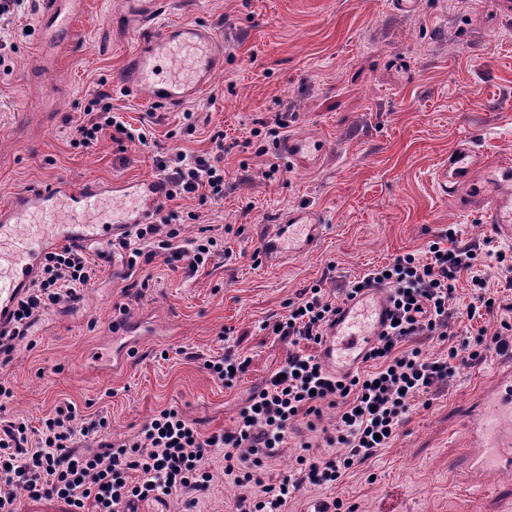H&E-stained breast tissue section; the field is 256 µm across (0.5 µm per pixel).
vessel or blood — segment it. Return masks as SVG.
<instances>
[{
	"mask_svg": "<svg viewBox=\"0 0 512 512\" xmlns=\"http://www.w3.org/2000/svg\"><path fill=\"white\" fill-rule=\"evenodd\" d=\"M77 0H42L41 41H56L77 22ZM162 0H128L127 9L148 25L147 36L125 68L123 82L135 95L166 108L181 107L208 87L224 69V43L208 27L184 23L159 27ZM290 163H317L318 145L300 136L280 144ZM493 174L479 150L458 142L447 163L435 175L440 190L449 184L466 189L467 208L488 215L494 233L512 237V197L487 194L473 185L476 170ZM161 179L112 183L58 182L18 192L0 207V332L13 325L18 301L33 288L47 253L69 246L75 249H109L112 242L133 225L152 221L164 200ZM26 232H19V225ZM326 221L313 208L282 214L276 229L258 228L257 238L265 260L280 263L285 255L309 251L324 236ZM388 304L381 289L339 305L338 313L323 338L320 357L331 373L350 371L374 343L386 320ZM112 333L122 343L112 355L123 366L140 345L141 326L123 320L114 322ZM495 384L484 391L468 414L465 438L469 453L459 464L462 472L489 470L501 480H512V357H500Z\"/></svg>",
	"mask_w": 512,
	"mask_h": 512,
	"instance_id": "1",
	"label": "vessel or blood"
}]
</instances>
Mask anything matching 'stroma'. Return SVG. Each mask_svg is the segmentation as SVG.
I'll return each instance as SVG.
<instances>
[{"mask_svg": "<svg viewBox=\"0 0 512 512\" xmlns=\"http://www.w3.org/2000/svg\"><path fill=\"white\" fill-rule=\"evenodd\" d=\"M160 24L202 23L224 42V69L184 108L168 110L115 88L112 108L147 144L102 139L73 147V127L98 88L115 83L139 48L144 26L124 17L122 0H83L64 36L57 72L29 79L38 67L40 16L12 24L0 52V206L21 190L61 180L136 181L155 177L154 159L181 149L209 155L224 131L228 173L222 200L184 198V238L214 226L224 258L197 272L152 262L128 268L124 257L98 254L97 277L73 301L42 311L7 365L0 421L39 426L69 403L77 422L101 414L111 438L135 435L159 411L174 408L209 434L235 423L248 397L285 362L291 345L265 327L302 289L321 284L342 303L343 287L373 266L405 253L423 254L448 231L480 244L489 292L504 307L486 316L487 336L501 330L512 290L492 253L512 255V239L489 232L485 214L461 210L438 195L434 172L462 138L488 159L512 157V11L499 0H417L409 11L393 0H169ZM28 115L18 123L17 113ZM288 126L276 130L275 115ZM258 137H250L251 129ZM321 140L322 163L290 165L279 151L288 136ZM277 172L267 174L268 162ZM297 207L321 211L327 231L318 246L266 265L256 237ZM148 321L163 334L144 337L121 372L112 370V321ZM233 350L249 365L232 388L204 369L202 357ZM496 352L459 365L447 390L415 398L391 447L332 487L301 490L290 512L343 499L354 512H512V480L461 474L459 426L466 407L494 374ZM338 410L324 407L317 431L298 420L265 476L292 470L304 441L335 428ZM240 494L216 461L210 488L195 507L170 497L168 512H233Z\"/></svg>", "mask_w": 512, "mask_h": 512, "instance_id": "1", "label": "stroma"}]
</instances>
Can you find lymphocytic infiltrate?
<instances>
[{
	"label": "lymphocytic infiltrate",
	"mask_w": 512,
	"mask_h": 512,
	"mask_svg": "<svg viewBox=\"0 0 512 512\" xmlns=\"http://www.w3.org/2000/svg\"><path fill=\"white\" fill-rule=\"evenodd\" d=\"M110 132L147 141L144 130L128 128L113 112L112 86L103 78L73 129L72 143L88 147ZM212 141L215 152L210 157L180 151L155 157L167 201L223 198V133L213 135ZM178 218L174 211L156 215L152 223L136 225L118 240L115 247L125 253L128 267L162 253L168 263L195 271L223 254L224 242L214 235L182 240ZM482 264L481 252L450 238L432 242L424 257L406 253L351 281L347 298L382 287L388 291L390 311L388 324L363 357L366 370L343 377L332 375L316 352L337 306L320 286L304 289L277 320L279 337L294 345L281 377H269L248 398L230 429L202 434L195 422L173 408L160 411L128 440L110 439L103 417L76 425L69 407L57 409L36 430L22 421L1 423L0 512H18L20 490L33 501H62L69 512H122L133 500L203 492L214 478L212 459L219 449L224 452L225 477L242 490L237 512H288L303 488L339 483L349 470L389 447L412 401L446 387L458 365L482 362L492 349H512L508 320L490 338L480 327L440 353L431 355L421 347L422 341L434 338L447 342L455 322L450 302L460 279L478 292L476 304L468 308L469 319L499 307V298L485 290ZM96 276L84 251L65 246L50 252L34 287L13 313L12 331L0 333V362L10 361L39 312L77 299ZM326 405L340 410L334 433L323 436L330 454L299 457L295 470L278 482H265L263 471L278 456L288 430L298 419L320 417Z\"/></svg>",
	"instance_id": "f902f5d3"
}]
</instances>
